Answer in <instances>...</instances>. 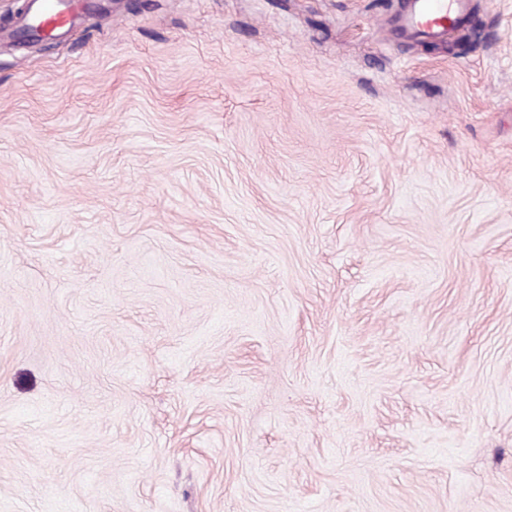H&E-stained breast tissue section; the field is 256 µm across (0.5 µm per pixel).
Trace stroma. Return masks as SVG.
I'll return each mask as SVG.
<instances>
[{"label": "stroma", "mask_w": 512, "mask_h": 512, "mask_svg": "<svg viewBox=\"0 0 512 512\" xmlns=\"http://www.w3.org/2000/svg\"><path fill=\"white\" fill-rule=\"evenodd\" d=\"M0 37V512H512V0H88ZM32 7L23 17L18 33L49 37L79 19L77 0H31ZM401 16L405 32L423 38L435 39L469 14L470 0H407Z\"/></svg>", "instance_id": "1"}]
</instances>
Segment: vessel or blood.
<instances>
[{
  "instance_id": "obj_1",
  "label": "vessel or blood",
  "mask_w": 512,
  "mask_h": 512,
  "mask_svg": "<svg viewBox=\"0 0 512 512\" xmlns=\"http://www.w3.org/2000/svg\"><path fill=\"white\" fill-rule=\"evenodd\" d=\"M470 0H408L401 16V27L410 34L435 39L468 15ZM79 18L75 0H33L19 29L27 34L48 37Z\"/></svg>"
}]
</instances>
